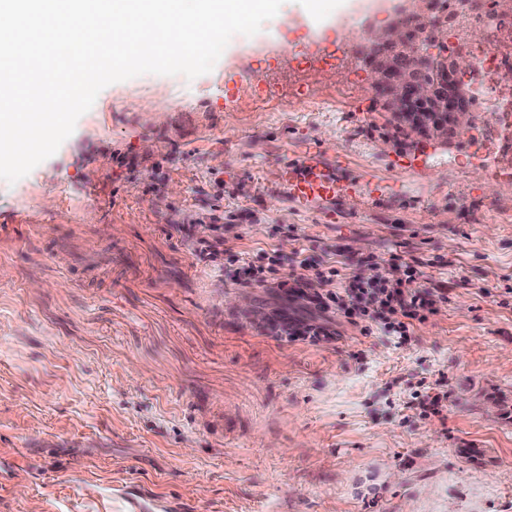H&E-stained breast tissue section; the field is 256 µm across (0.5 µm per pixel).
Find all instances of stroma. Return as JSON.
I'll use <instances>...</instances> for the list:
<instances>
[{"label":"stroma","instance_id":"obj_1","mask_svg":"<svg viewBox=\"0 0 512 512\" xmlns=\"http://www.w3.org/2000/svg\"><path fill=\"white\" fill-rule=\"evenodd\" d=\"M339 2L195 79L107 86L0 180V512H120L129 480L182 512H512V175L461 169L464 136H395L345 70L298 73L289 41L330 45ZM309 147L355 187L305 211L278 172ZM274 253L275 284L241 283ZM395 255L435 299L408 336L288 299L300 260ZM281 335L289 336L290 338L297 339L300 336H327L330 332L323 326L315 323H310L303 320H288L278 326Z\"/></svg>","mask_w":512,"mask_h":512}]
</instances>
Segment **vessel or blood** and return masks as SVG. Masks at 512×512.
Segmentation results:
<instances>
[{"label":"vessel or blood","instance_id":"b4317fda","mask_svg":"<svg viewBox=\"0 0 512 512\" xmlns=\"http://www.w3.org/2000/svg\"><path fill=\"white\" fill-rule=\"evenodd\" d=\"M340 162L325 161L317 150L303 152L290 164L281 168L280 179L289 198L299 207L308 209L321 202L342 196L349 184L338 176ZM123 512H161L163 505L146 496L140 485L126 483L119 491Z\"/></svg>","mask_w":512,"mask_h":512}]
</instances>
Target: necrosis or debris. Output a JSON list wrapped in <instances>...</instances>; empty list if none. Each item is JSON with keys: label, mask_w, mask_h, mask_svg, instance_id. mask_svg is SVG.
Segmentation results:
<instances>
[{"label": "necrosis or debris", "mask_w": 512, "mask_h": 512, "mask_svg": "<svg viewBox=\"0 0 512 512\" xmlns=\"http://www.w3.org/2000/svg\"><path fill=\"white\" fill-rule=\"evenodd\" d=\"M434 15L460 16L484 36L471 48L469 67L460 80L476 88L488 102L497 136H488L485 115H476L465 136L469 144L463 164L481 160L483 152L496 151L512 167V14H499L495 0H433Z\"/></svg>", "instance_id": "obj_1"}]
</instances>
